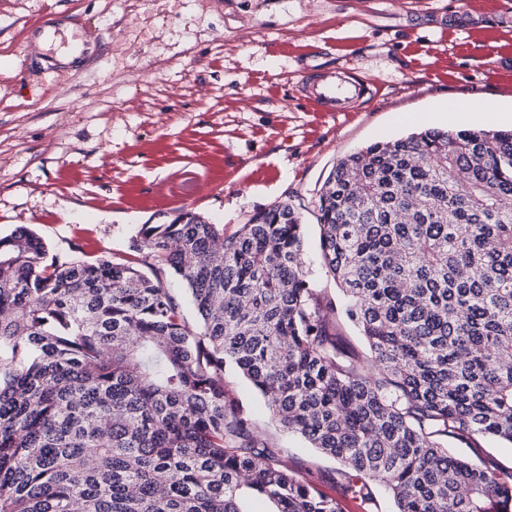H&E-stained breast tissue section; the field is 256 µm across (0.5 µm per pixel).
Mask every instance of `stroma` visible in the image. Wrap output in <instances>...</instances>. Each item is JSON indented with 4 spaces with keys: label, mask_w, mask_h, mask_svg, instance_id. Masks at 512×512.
I'll return each mask as SVG.
<instances>
[{
    "label": "stroma",
    "mask_w": 512,
    "mask_h": 512,
    "mask_svg": "<svg viewBox=\"0 0 512 512\" xmlns=\"http://www.w3.org/2000/svg\"><path fill=\"white\" fill-rule=\"evenodd\" d=\"M80 15L98 41L85 66L30 65L41 11ZM512 0H0V236L26 226L62 258L125 256L139 225L190 211L225 234L291 202L316 288L315 218L336 162L426 128L483 125L469 99L512 107ZM313 65L372 93L321 112L301 93ZM406 113L420 122L403 121ZM228 382L298 474L341 496L334 460L272 418L238 373ZM452 454L512 468V445L448 438Z\"/></svg>",
    "instance_id": "1"
}]
</instances>
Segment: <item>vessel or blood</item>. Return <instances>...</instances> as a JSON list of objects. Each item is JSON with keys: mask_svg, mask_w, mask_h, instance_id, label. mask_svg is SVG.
<instances>
[{"mask_svg": "<svg viewBox=\"0 0 512 512\" xmlns=\"http://www.w3.org/2000/svg\"><path fill=\"white\" fill-rule=\"evenodd\" d=\"M79 19H72L70 37L66 43L69 52L88 56L92 41L82 32ZM63 28L51 14L40 15L28 30L31 46H39L44 39L56 36ZM306 91L309 99L320 108L329 112H346L360 102L369 92L366 81L350 76L342 68H310L307 72Z\"/></svg>", "mask_w": 512, "mask_h": 512, "instance_id": "obj_1", "label": "vessel or blood"}]
</instances>
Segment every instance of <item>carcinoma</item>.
Returning a JSON list of instances; mask_svg holds the SVG:
<instances>
[{
  "label": "carcinoma",
  "instance_id": "cac0c4a2",
  "mask_svg": "<svg viewBox=\"0 0 512 512\" xmlns=\"http://www.w3.org/2000/svg\"><path fill=\"white\" fill-rule=\"evenodd\" d=\"M313 287L294 205L232 235L181 213L130 253L62 261L0 236V512H343L230 388L339 463L360 512H512V469L440 438L512 445V128L425 129L337 161ZM183 282L191 321L166 281Z\"/></svg>",
  "mask_w": 512,
  "mask_h": 512
}]
</instances>
